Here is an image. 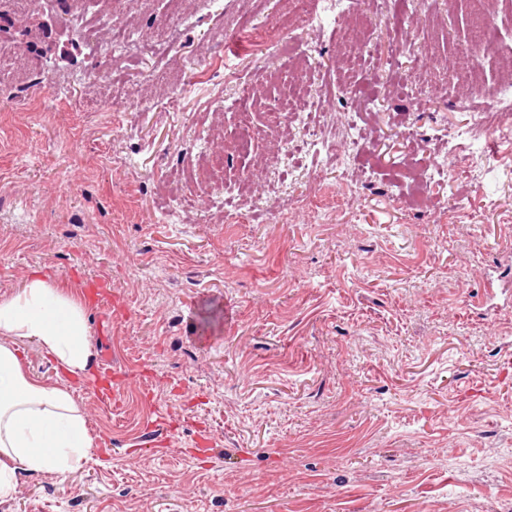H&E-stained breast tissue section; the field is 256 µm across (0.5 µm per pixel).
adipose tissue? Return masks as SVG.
<instances>
[{"label": "adipose tissue", "instance_id": "adipose-tissue-1", "mask_svg": "<svg viewBox=\"0 0 512 512\" xmlns=\"http://www.w3.org/2000/svg\"><path fill=\"white\" fill-rule=\"evenodd\" d=\"M36 342L58 370L81 377L95 357L86 305L41 275L0 296V499L20 473L66 478L91 461L93 439L69 389L29 376L20 342Z\"/></svg>", "mask_w": 512, "mask_h": 512}]
</instances>
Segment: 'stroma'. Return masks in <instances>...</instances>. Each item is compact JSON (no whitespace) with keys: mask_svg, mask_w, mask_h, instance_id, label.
<instances>
[{"mask_svg":"<svg viewBox=\"0 0 512 512\" xmlns=\"http://www.w3.org/2000/svg\"><path fill=\"white\" fill-rule=\"evenodd\" d=\"M486 4L478 39L472 0H357L370 27L345 56L346 5L314 0L323 26L290 31L268 84L276 43L238 28L284 0L0 19V295L36 272L73 286L120 394L103 406L23 342L94 460L23 475L0 512H512V142L467 136L512 82V0ZM289 86L324 108L271 133Z\"/></svg>","mask_w":512,"mask_h":512,"instance_id":"1","label":"stroma"}]
</instances>
